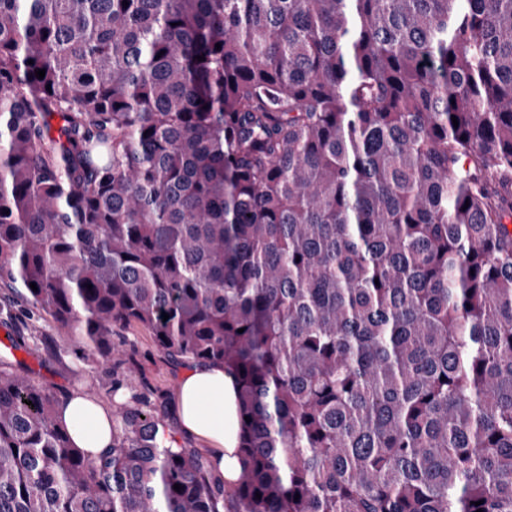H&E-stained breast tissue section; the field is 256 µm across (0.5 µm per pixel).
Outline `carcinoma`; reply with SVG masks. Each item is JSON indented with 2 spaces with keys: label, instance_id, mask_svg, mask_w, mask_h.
I'll return each instance as SVG.
<instances>
[{
  "label": "carcinoma",
  "instance_id": "1",
  "mask_svg": "<svg viewBox=\"0 0 512 512\" xmlns=\"http://www.w3.org/2000/svg\"><path fill=\"white\" fill-rule=\"evenodd\" d=\"M511 223L512 0H0V288L224 366L240 464L4 355L0 512H512Z\"/></svg>",
  "mask_w": 512,
  "mask_h": 512
}]
</instances>
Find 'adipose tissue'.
Instances as JSON below:
<instances>
[{
  "label": "adipose tissue",
  "instance_id": "1",
  "mask_svg": "<svg viewBox=\"0 0 512 512\" xmlns=\"http://www.w3.org/2000/svg\"><path fill=\"white\" fill-rule=\"evenodd\" d=\"M176 407L185 435L203 442L221 477L234 479L235 391L223 366H196L186 371L176 391ZM57 416L78 447L98 455L112 446V409L89 393L77 390L62 399Z\"/></svg>",
  "mask_w": 512,
  "mask_h": 512
}]
</instances>
